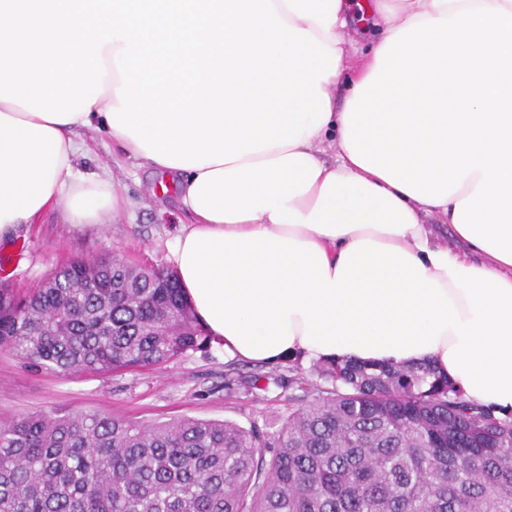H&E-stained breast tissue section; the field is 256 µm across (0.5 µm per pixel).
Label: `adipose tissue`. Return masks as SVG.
Returning a JSON list of instances; mask_svg holds the SVG:
<instances>
[{
	"instance_id": "adipose-tissue-1",
	"label": "adipose tissue",
	"mask_w": 512,
	"mask_h": 512,
	"mask_svg": "<svg viewBox=\"0 0 512 512\" xmlns=\"http://www.w3.org/2000/svg\"><path fill=\"white\" fill-rule=\"evenodd\" d=\"M350 5L0 0V238L119 212L75 169L97 128L190 214L176 274L229 355L427 364L512 411V0H360L354 75Z\"/></svg>"
}]
</instances>
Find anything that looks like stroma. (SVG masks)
<instances>
[{
	"label": "stroma",
	"instance_id": "obj_1",
	"mask_svg": "<svg viewBox=\"0 0 512 512\" xmlns=\"http://www.w3.org/2000/svg\"><path fill=\"white\" fill-rule=\"evenodd\" d=\"M76 168L83 173L110 172L126 205L118 217L76 226L51 208L37 222L21 225L0 241V280L19 290L35 287L76 257L118 254L129 263L169 266L170 249L180 225L191 217L175 194L158 190L159 175L135 165L94 129L81 130ZM313 363L303 357L271 365L282 376L266 399L228 382V370L249 372V364L225 353L223 343L147 369L109 373H69L34 366L15 352L0 350V419L55 410L97 412L145 424L183 416L229 421L242 427L277 423L289 407L300 406L305 385L313 381Z\"/></svg>",
	"mask_w": 512,
	"mask_h": 512
}]
</instances>
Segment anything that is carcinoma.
<instances>
[{
    "instance_id": "carcinoma-1",
    "label": "carcinoma",
    "mask_w": 512,
    "mask_h": 512,
    "mask_svg": "<svg viewBox=\"0 0 512 512\" xmlns=\"http://www.w3.org/2000/svg\"><path fill=\"white\" fill-rule=\"evenodd\" d=\"M176 272L77 258L26 295L0 282V348L64 372L208 350ZM271 431L91 412L0 419V512H512V412L427 365L313 364ZM279 380L257 370L256 397Z\"/></svg>"
}]
</instances>
